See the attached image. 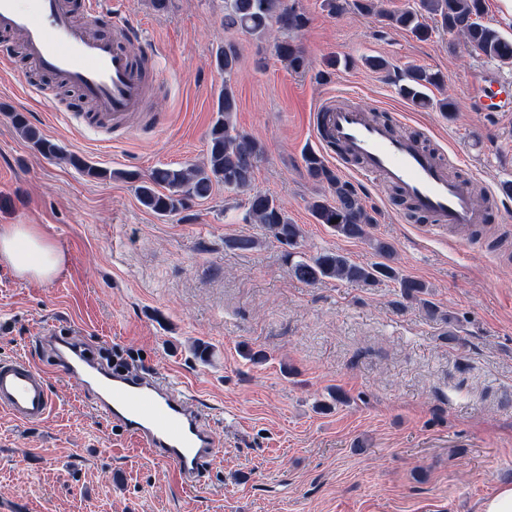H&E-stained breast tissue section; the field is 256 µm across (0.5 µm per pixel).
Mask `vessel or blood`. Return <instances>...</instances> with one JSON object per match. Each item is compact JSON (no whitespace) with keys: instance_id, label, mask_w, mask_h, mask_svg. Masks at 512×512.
Here are the masks:
<instances>
[{"instance_id":"vessel-or-blood-1","label":"vessel or blood","mask_w":512,"mask_h":512,"mask_svg":"<svg viewBox=\"0 0 512 512\" xmlns=\"http://www.w3.org/2000/svg\"><path fill=\"white\" fill-rule=\"evenodd\" d=\"M0 31L22 40L36 69L71 84L95 105L93 125L128 136L136 132L145 71L127 45L139 40L137 29L118 23L107 41L75 22L70 0H0ZM471 94L478 110H512V103L496 101L484 85L472 87ZM310 127L317 146L339 144L348 156L361 159L363 174L398 187L434 223L463 228L484 222L485 210L468 185L451 179L432 154L366 113L324 101L312 112ZM39 342L56 358L59 373L91 383L90 361L70 339L43 336ZM53 405L51 379L43 368L26 356L0 360V409L35 425L50 416ZM94 408L121 422L154 459L172 463L178 483L192 484L221 455L194 395L177 380L113 375Z\"/></svg>"}]
</instances>
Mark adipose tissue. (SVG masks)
<instances>
[{
    "instance_id": "adipose-tissue-1",
    "label": "adipose tissue",
    "mask_w": 512,
    "mask_h": 512,
    "mask_svg": "<svg viewBox=\"0 0 512 512\" xmlns=\"http://www.w3.org/2000/svg\"><path fill=\"white\" fill-rule=\"evenodd\" d=\"M0 264L19 277L43 282L61 273L64 256L37 225L1 224Z\"/></svg>"
}]
</instances>
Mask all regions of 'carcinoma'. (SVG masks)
Masks as SVG:
<instances>
[{
  "instance_id": "obj_1",
  "label": "carcinoma",
  "mask_w": 512,
  "mask_h": 512,
  "mask_svg": "<svg viewBox=\"0 0 512 512\" xmlns=\"http://www.w3.org/2000/svg\"><path fill=\"white\" fill-rule=\"evenodd\" d=\"M329 11L339 15L348 6L365 15H376L390 27L407 30L419 39L431 35L429 19H438L450 33L463 37L473 51L502 63H512V40L497 29L481 21L484 0H417L416 6L397 13L377 9V0H326ZM306 24L304 14L286 3V0H224V26L241 29L258 38H265L276 31L281 38L275 48L278 57L294 71L305 67V58L290 34ZM239 50L226 45L217 50L215 65L224 72V90L218 95L216 117L208 136L206 161L200 165L156 167L141 177L132 172H110L93 167L76 155L68 156L72 166L93 179L119 177L138 180L136 187L140 203L159 216H172L189 207L190 202L211 195L214 185L222 184L229 192L247 194L243 221L257 224L268 235L288 247L285 261L288 270L297 280L315 285L329 279L345 280L375 287L384 282H393L400 288L406 301L419 302L434 315L437 309L425 299L428 285L402 275L395 262L393 245L370 235L374 217L367 211L357 190L335 170L331 169L323 156L313 150L304 155L308 176L329 189V195H320L310 202L309 208L316 223L326 224L336 235L366 240L379 261L358 264L338 251H320L312 256H296L302 239V229L295 224L284 205L272 195L253 189L254 174L263 155L262 144L248 132L238 128L234 114L237 100L231 75L238 69ZM405 84L400 91L414 102L430 104L421 93L426 85L442 82L438 73L422 68L408 70ZM15 130L38 152L55 158L63 154L62 149L47 138L22 112L11 113Z\"/></svg>"
}]
</instances>
